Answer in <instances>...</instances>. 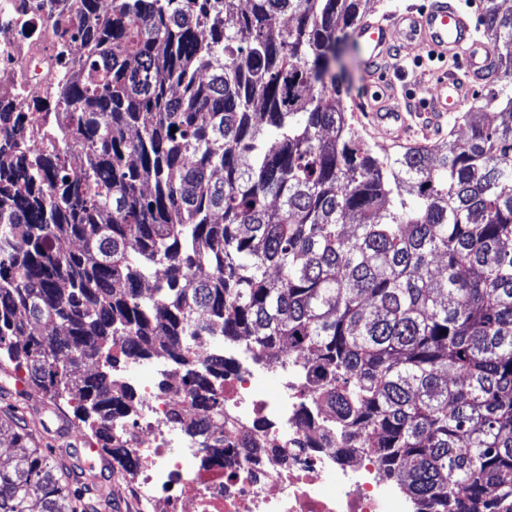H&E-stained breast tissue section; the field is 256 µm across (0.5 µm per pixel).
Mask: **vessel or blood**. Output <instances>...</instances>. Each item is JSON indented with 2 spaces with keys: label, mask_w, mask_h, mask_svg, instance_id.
<instances>
[{
  "label": "vessel or blood",
  "mask_w": 512,
  "mask_h": 512,
  "mask_svg": "<svg viewBox=\"0 0 512 512\" xmlns=\"http://www.w3.org/2000/svg\"><path fill=\"white\" fill-rule=\"evenodd\" d=\"M354 39L364 52L360 99L376 136L385 140H399L412 129L396 84L388 76L393 48L417 49L455 63L454 69L439 72L434 90L418 101L428 129L442 127L460 112L498 67L494 47L477 36L469 14L454 0H434L427 6L363 20Z\"/></svg>",
  "instance_id": "1"
}]
</instances>
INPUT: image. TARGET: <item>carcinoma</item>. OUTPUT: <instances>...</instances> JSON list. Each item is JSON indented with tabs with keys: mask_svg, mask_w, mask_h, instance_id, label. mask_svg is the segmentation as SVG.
<instances>
[{
	"mask_svg": "<svg viewBox=\"0 0 512 512\" xmlns=\"http://www.w3.org/2000/svg\"><path fill=\"white\" fill-rule=\"evenodd\" d=\"M481 23L512 77V13ZM77 0L79 45L42 151L0 135V371L88 425L133 477L112 374L162 359L224 411L219 336L288 345L328 438L381 462L416 512H512V82L462 138L378 155L342 65L371 0ZM80 159L74 172L63 152ZM0 409V512H88L73 467ZM199 448L213 421L182 420Z\"/></svg>",
	"mask_w": 512,
	"mask_h": 512,
	"instance_id": "cac0c4a2",
	"label": "carcinoma"
}]
</instances>
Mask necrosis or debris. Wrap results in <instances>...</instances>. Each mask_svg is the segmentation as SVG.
Masks as SVG:
<instances>
[{"mask_svg":"<svg viewBox=\"0 0 512 512\" xmlns=\"http://www.w3.org/2000/svg\"><path fill=\"white\" fill-rule=\"evenodd\" d=\"M42 2L0 0V128L14 113H28L25 138L34 152L43 143L37 105L53 102L62 85L63 48ZM255 353L249 343L227 352L236 365L224 374L220 448L187 454L175 447V421L191 408L178 375L164 388L142 370L127 377L135 403L112 428L139 460L130 485L138 512H413L374 456L335 448L302 420V354L280 352L288 381L268 392Z\"/></svg>","mask_w":512,"mask_h":512,"instance_id":"1","label":"necrosis or debris"}]
</instances>
